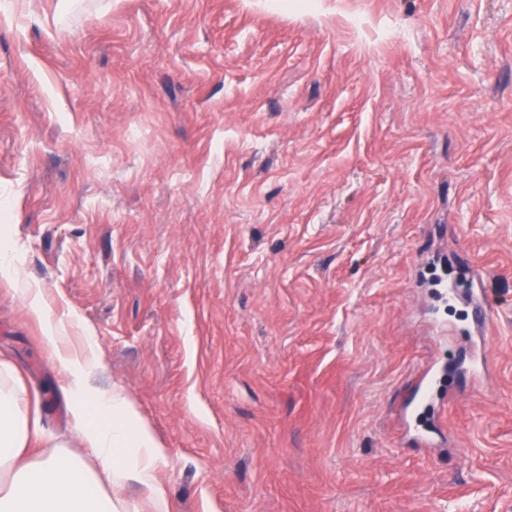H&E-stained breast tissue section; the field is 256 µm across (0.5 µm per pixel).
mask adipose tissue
<instances>
[{"label": "adipose tissue", "mask_w": 512, "mask_h": 512, "mask_svg": "<svg viewBox=\"0 0 512 512\" xmlns=\"http://www.w3.org/2000/svg\"><path fill=\"white\" fill-rule=\"evenodd\" d=\"M20 294L40 325L42 342L66 374L60 390L75 436L101 465L90 467L70 453L68 441L48 445L19 369L0 358V512H136L121 495L130 481L143 490L155 512H167L159 479L166 450L134 400L120 386L104 391L94 384L99 365L94 348L69 350L44 289L24 288Z\"/></svg>", "instance_id": "ef3b65f1"}]
</instances>
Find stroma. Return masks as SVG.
<instances>
[{
	"label": "stroma",
	"instance_id": "35a3bbf8",
	"mask_svg": "<svg viewBox=\"0 0 512 512\" xmlns=\"http://www.w3.org/2000/svg\"><path fill=\"white\" fill-rule=\"evenodd\" d=\"M0 252L43 428L96 464L26 283L169 512H512V0H0ZM474 265L492 396L439 296Z\"/></svg>",
	"mask_w": 512,
	"mask_h": 512
}]
</instances>
